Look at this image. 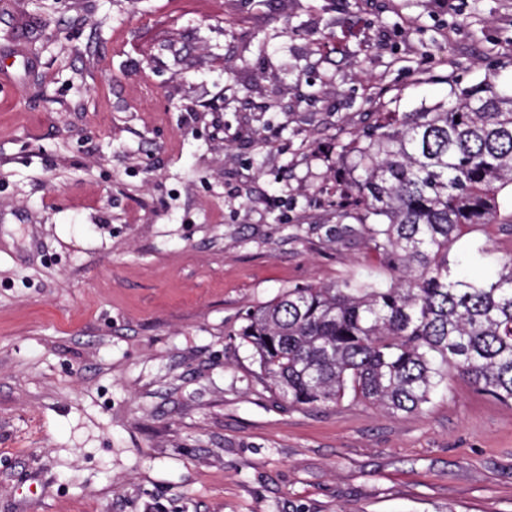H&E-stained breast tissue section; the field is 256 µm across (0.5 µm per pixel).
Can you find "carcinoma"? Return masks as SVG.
Instances as JSON below:
<instances>
[{
	"label": "carcinoma",
	"mask_w": 512,
	"mask_h": 512,
	"mask_svg": "<svg viewBox=\"0 0 512 512\" xmlns=\"http://www.w3.org/2000/svg\"><path fill=\"white\" fill-rule=\"evenodd\" d=\"M347 157L353 176L336 191L357 223L336 214L332 242L359 243L395 279L294 286L249 309L234 336L259 377L293 406L349 394L398 415L423 412L454 372L512 405V256L475 278L448 262L467 228L498 224L512 234L501 196L512 188V91L488 76L446 104L392 112L336 162Z\"/></svg>",
	"instance_id": "cac0c4a2"
}]
</instances>
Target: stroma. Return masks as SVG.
<instances>
[{
  "mask_svg": "<svg viewBox=\"0 0 512 512\" xmlns=\"http://www.w3.org/2000/svg\"><path fill=\"white\" fill-rule=\"evenodd\" d=\"M490 74L512 0H0V512H512V407L291 406L233 338L388 278L327 240L336 148Z\"/></svg>",
  "mask_w": 512,
  "mask_h": 512,
  "instance_id": "35a3bbf8",
  "label": "stroma"
}]
</instances>
